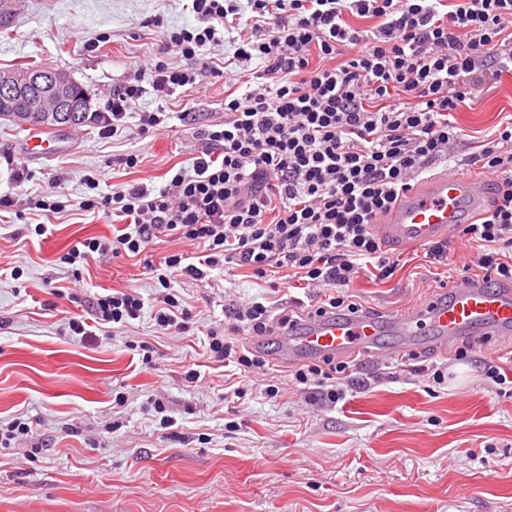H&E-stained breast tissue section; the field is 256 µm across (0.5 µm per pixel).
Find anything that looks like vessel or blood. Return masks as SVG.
<instances>
[{
	"label": "vessel or blood",
	"mask_w": 512,
	"mask_h": 512,
	"mask_svg": "<svg viewBox=\"0 0 512 512\" xmlns=\"http://www.w3.org/2000/svg\"><path fill=\"white\" fill-rule=\"evenodd\" d=\"M488 179L475 173L447 174L429 180L420 192H409L393 208L388 223L379 225L383 239L395 245L427 244L449 227L465 223L468 214L482 209ZM433 336L447 348L465 336L512 335V289L473 277L448 288L430 303L382 320L363 314L348 319L322 317L302 330L288 332L280 351L287 359L355 356L372 347L392 358L420 334ZM397 342L380 347L381 337Z\"/></svg>",
	"instance_id": "b4317fda"
}]
</instances>
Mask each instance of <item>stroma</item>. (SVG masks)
Instances as JSON below:
<instances>
[{"label":"stroma","instance_id":"35a3bbf8","mask_svg":"<svg viewBox=\"0 0 512 512\" xmlns=\"http://www.w3.org/2000/svg\"><path fill=\"white\" fill-rule=\"evenodd\" d=\"M189 0H22L0 30V71L20 64L66 72L91 106L103 91L132 78L158 51L164 31L197 26ZM211 56L178 59L195 76L186 97L159 99L145 88L125 121L132 136L103 138L93 125L47 129L0 118V195L16 211L0 213V420L23 415L31 431L0 447V512H512V397L495 394L488 365L512 377V335L491 336L465 359L439 351L386 362L362 355L351 364L352 385L331 407L312 390L288 385L292 361H275L265 378L206 353L209 327L238 305L284 283L246 270L212 271L178 284L194 318L187 333L160 334L152 315L161 287L142 257L81 264L74 280L58 258L78 241L111 238L103 214L84 208L92 192L84 175L100 176L98 195L136 183L164 184L169 169L189 167L200 132L224 119L222 78ZM164 108L158 129L137 134L139 115ZM188 120H180V113ZM512 119V81L487 83L454 114L458 157ZM53 142L57 156L28 155L32 137ZM139 158L127 167L128 154ZM23 157L15 182L9 156ZM62 193L65 212L46 217L44 202ZM47 224L39 236L34 228ZM477 243L453 238L447 261L423 245L393 246L394 273L365 274L351 293L364 310L389 317L425 305L441 286L459 280ZM62 288L50 294L45 280ZM139 293L140 319L81 337L68 320L89 315L104 290ZM154 348L142 361L143 343ZM200 371L184 381V367ZM447 368L445 383L433 372ZM279 386V396L264 393ZM243 396L225 402V387ZM124 406H116V395ZM163 403L157 412L155 403Z\"/></svg>","mask_w":512,"mask_h":512}]
</instances>
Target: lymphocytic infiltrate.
<instances>
[{
  "mask_svg": "<svg viewBox=\"0 0 512 512\" xmlns=\"http://www.w3.org/2000/svg\"><path fill=\"white\" fill-rule=\"evenodd\" d=\"M191 2L198 26L164 33L161 60L110 89L90 123L103 137L121 135L144 83L164 99L194 85L173 59L223 46L234 20H245L252 34L235 42L232 60H261L257 87L225 95L224 120L201 132L191 168L160 186L138 183L85 200L119 232L84 239L60 260L138 256L162 238L187 244L149 267L165 290L154 318L171 334L187 332L193 318L174 285L230 265L260 280L274 268L294 271L308 299L292 296L282 306L268 294L226 308L223 330L207 332L215 361L251 372L266 359L236 332L263 338L316 316L359 315L346 286L365 267L381 280L392 274L373 228L426 169L455 160L454 112L487 78L512 75V0H247L246 18L237 0ZM349 14L372 27L349 25ZM468 162L495 180L488 210L459 229L484 247L470 263L485 279L512 282V263L498 255L512 250V120L479 141ZM144 306L131 290L100 295L92 319L72 317L68 326L84 336L140 319ZM348 372L346 361L326 357L293 375L334 404Z\"/></svg>",
  "mask_w": 512,
  "mask_h": 512,
  "instance_id": "1",
  "label": "lymphocytic infiltrate"
}]
</instances>
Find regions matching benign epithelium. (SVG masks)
<instances>
[{
  "instance_id": "obj_1",
  "label": "benign epithelium",
  "mask_w": 512,
  "mask_h": 512,
  "mask_svg": "<svg viewBox=\"0 0 512 512\" xmlns=\"http://www.w3.org/2000/svg\"><path fill=\"white\" fill-rule=\"evenodd\" d=\"M73 81L63 72L0 73V91L19 102L16 111L49 114L73 112L80 100L72 96Z\"/></svg>"
}]
</instances>
